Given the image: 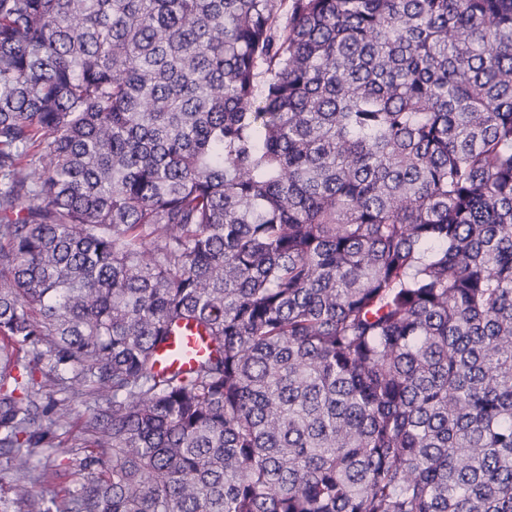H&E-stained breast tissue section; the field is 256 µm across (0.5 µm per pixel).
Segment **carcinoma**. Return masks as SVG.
Masks as SVG:
<instances>
[{"mask_svg": "<svg viewBox=\"0 0 512 512\" xmlns=\"http://www.w3.org/2000/svg\"><path fill=\"white\" fill-rule=\"evenodd\" d=\"M0 455V512H512V0H0ZM161 353L160 366L163 369L184 367L192 361L193 351L199 352V342L196 336H173ZM58 449V451H56ZM65 448H51L46 454H49V458H41V462L50 461L52 464L58 465L61 470V477L57 480V483H68L72 480H78L83 477V471L81 467L82 453L78 451L71 453H62L61 451Z\"/></svg>", "mask_w": 512, "mask_h": 512, "instance_id": "1", "label": "carcinoma"}]
</instances>
